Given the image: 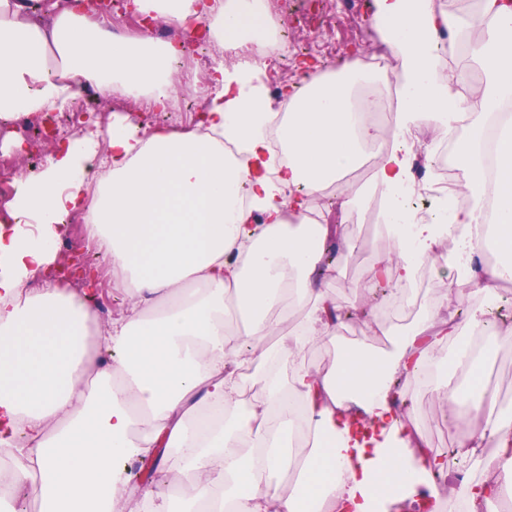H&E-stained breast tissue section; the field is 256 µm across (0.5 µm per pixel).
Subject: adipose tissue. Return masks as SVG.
<instances>
[{
	"mask_svg": "<svg viewBox=\"0 0 512 512\" xmlns=\"http://www.w3.org/2000/svg\"><path fill=\"white\" fill-rule=\"evenodd\" d=\"M133 8L184 36L208 26L233 49L266 34L264 0H133ZM43 13L47 22H38L29 0H0V118L68 111L89 84L105 97L147 96L160 106L175 98L177 42L126 36L62 0H43ZM371 24L395 70L370 71L353 54L337 69L308 65L303 90L287 98L286 164L268 159L273 109L255 68L237 61L215 68L198 127L116 125L98 195L89 188L99 145L91 131L19 178L14 223L0 225V457L13 466L0 512H14L18 494L37 512H118L129 498L131 512H143L172 495L186 512H388L395 501H418L448 467L402 408L403 387L424 380L473 424L459 453L484 478L462 479L467 512L512 499V406L480 373L505 338L486 305L512 281V0H479L473 21L432 0H372ZM461 49L484 74L473 100L441 64ZM361 83L396 85L394 128L364 120L351 96ZM422 129L448 137L465 171L442 192L459 200L444 223L405 207L415 190L410 139ZM228 141L244 164L226 160ZM375 141L386 144L373 182L384 207L377 272L388 306L415 316L395 332L372 323L325 368L301 356L344 325L326 256L347 231L327 214L313 222L308 214L331 187L340 213L355 207L359 195L344 178ZM242 191L245 207L236 203ZM70 211L84 212L129 302L93 346L97 314L69 283L24 291L55 262ZM30 224L39 234L27 232ZM456 235L462 251L441 254ZM491 245L501 258L488 265ZM425 268L448 273L451 286L420 303L411 287ZM476 290L479 307L470 304ZM298 305L304 321L267 345ZM381 334L392 335L393 349L377 358L370 349ZM447 347L451 360L437 359ZM248 376L261 391L252 405L242 399ZM292 398L299 413L288 409ZM203 409L223 419L202 434ZM136 458L157 460L162 473L141 493L125 474ZM172 469L194 478L172 489Z\"/></svg>",
	"mask_w": 512,
	"mask_h": 512,
	"instance_id": "ef3b65f1",
	"label": "adipose tissue"
}]
</instances>
